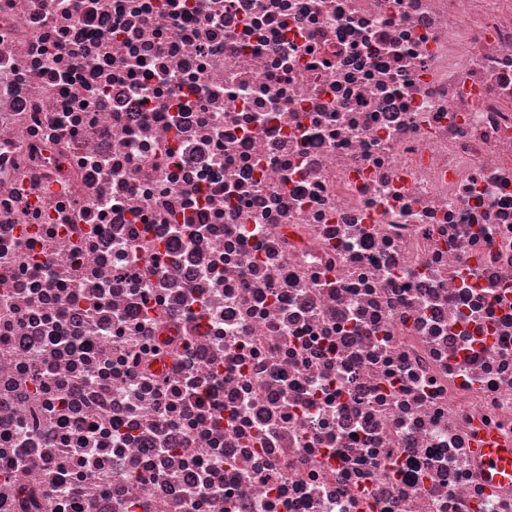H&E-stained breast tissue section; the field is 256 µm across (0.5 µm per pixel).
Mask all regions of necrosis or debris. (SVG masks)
I'll list each match as a JSON object with an SVG mask.
<instances>
[{
  "label": "necrosis or debris",
  "instance_id": "4bbe7bcc",
  "mask_svg": "<svg viewBox=\"0 0 512 512\" xmlns=\"http://www.w3.org/2000/svg\"><path fill=\"white\" fill-rule=\"evenodd\" d=\"M512 0H0V512H512ZM492 441H483L476 448L485 474L495 485H510L512 480V447L490 448Z\"/></svg>",
  "mask_w": 512,
  "mask_h": 512
}]
</instances>
